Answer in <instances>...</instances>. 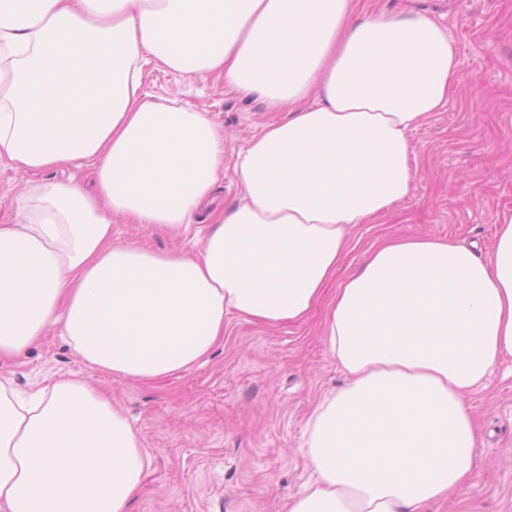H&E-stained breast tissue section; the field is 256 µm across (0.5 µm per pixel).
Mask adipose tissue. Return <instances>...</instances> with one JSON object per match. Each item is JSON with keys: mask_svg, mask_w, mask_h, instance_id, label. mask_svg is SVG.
<instances>
[{"mask_svg": "<svg viewBox=\"0 0 512 512\" xmlns=\"http://www.w3.org/2000/svg\"><path fill=\"white\" fill-rule=\"evenodd\" d=\"M214 77L269 111L216 204L224 142L205 112L149 99L143 67ZM453 41L421 13L353 0H0V163L27 173L0 225V359L52 327L141 382L190 370L234 314L302 325L347 377L308 422L315 479L287 512H430L483 438L466 396L512 357V217L490 256L386 236L342 275L350 233L413 191L410 135L454 95ZM89 168L95 189L48 170ZM208 228L193 253L113 237ZM145 455L105 394L0 375V512H131Z\"/></svg>", "mask_w": 512, "mask_h": 512, "instance_id": "ef3b65f1", "label": "adipose tissue"}]
</instances>
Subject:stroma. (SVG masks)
<instances>
[{
	"mask_svg": "<svg viewBox=\"0 0 512 512\" xmlns=\"http://www.w3.org/2000/svg\"><path fill=\"white\" fill-rule=\"evenodd\" d=\"M376 9L426 12L454 41L458 82L448 104L411 134L419 169L412 194L351 236L348 265L385 236L430 235L490 249L512 216V0H361ZM151 98L206 112L224 138V178L215 195L238 199L234 161L273 121L254 98L215 78L144 68ZM116 238L155 251L191 249L192 234L147 231L114 219ZM318 309L301 326H265L231 315L224 342L191 371L158 383L119 380L83 361L50 330L26 355L0 363L14 387L31 391L73 375L106 391L137 430L149 463L133 512H286L313 480L303 448L312 406L345 378L325 350ZM468 401L486 435L474 477L434 506L512 512V358Z\"/></svg>",
	"mask_w": 512,
	"mask_h": 512,
	"instance_id": "35a3bbf8",
	"label": "stroma"
}]
</instances>
